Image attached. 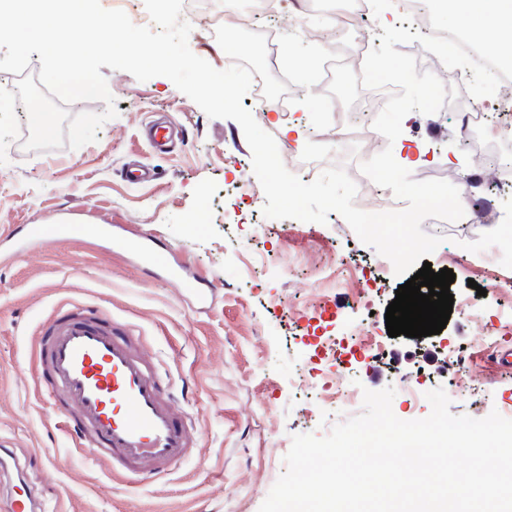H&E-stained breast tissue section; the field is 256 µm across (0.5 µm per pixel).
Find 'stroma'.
I'll return each mask as SVG.
<instances>
[{
  "label": "stroma",
  "mask_w": 512,
  "mask_h": 512,
  "mask_svg": "<svg viewBox=\"0 0 512 512\" xmlns=\"http://www.w3.org/2000/svg\"><path fill=\"white\" fill-rule=\"evenodd\" d=\"M298 3L284 17V36L306 55L351 57L363 35L379 46L380 14H371L359 34L307 11V0ZM401 50L416 57L417 72L436 74L449 98L464 93L466 77L420 43ZM30 60L17 80L24 97L0 95V441L24 466L44 512H259L285 470L293 435L323 436L345 418L338 403L321 400L316 380H299L322 336L340 342L336 358L348 384L395 389L392 410L400 419L429 415L425 395L439 387L456 416L512 411V361L505 359L512 354V270L501 265L497 247L465 248L501 223L512 182L498 179L490 156L473 145L450 148L465 139L452 107L409 113L402 132L428 152L411 165L413 179L453 183L462 172L484 174L462 219L422 225L443 239L429 261L433 270L455 273L453 311L440 334L392 337L385 313L406 279L339 214L329 213L324 224L262 215L253 224L227 223L224 212L234 203L227 180L266 203L236 121L208 117L167 77L141 82L105 66L118 115L95 142L73 150L70 120L106 105L64 104L41 85L38 55ZM327 96L322 82H313L289 93L288 115L260 109L253 117L292 173L340 164L357 177L360 162L387 141L370 132L344 158L345 137ZM21 102L49 114L50 133L29 124L17 110ZM156 114L181 132L171 151L155 150L142 134ZM291 122L301 134L285 133ZM133 163L151 169L153 179L128 182L124 171ZM73 220L107 225L120 240L152 233L205 288L206 305L91 236L13 253L11 239L29 225ZM67 304L99 307L134 326L141 353L167 373L172 397L192 418L195 444L169 477L130 486L110 461L77 455L52 419L33 363L43 324ZM407 379L419 384L417 400L403 391Z\"/></svg>",
  "instance_id": "1"
}]
</instances>
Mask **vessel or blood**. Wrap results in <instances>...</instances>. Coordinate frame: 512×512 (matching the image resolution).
<instances>
[{
    "mask_svg": "<svg viewBox=\"0 0 512 512\" xmlns=\"http://www.w3.org/2000/svg\"><path fill=\"white\" fill-rule=\"evenodd\" d=\"M83 231L80 224H44L16 240L13 250ZM133 257L165 278L175 275L171 253L151 237L138 240ZM36 376L56 404V418L76 433L82 456L109 460L138 479L169 475L192 451L191 417L175 406L135 333L111 315L72 304L54 311L39 336ZM0 512H38L34 488L19 481Z\"/></svg>",
    "mask_w": 512,
    "mask_h": 512,
    "instance_id": "obj_1",
    "label": "vessel or blood"
}]
</instances>
